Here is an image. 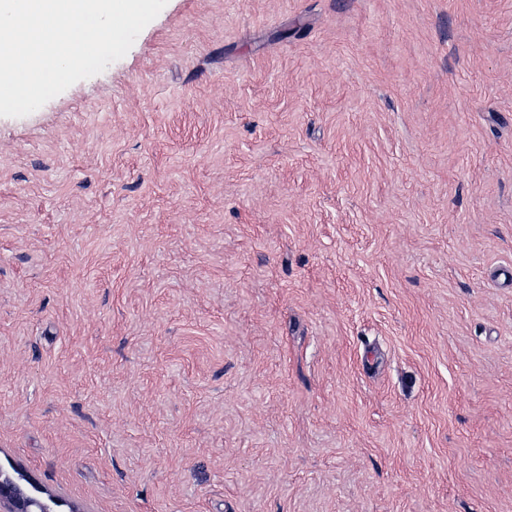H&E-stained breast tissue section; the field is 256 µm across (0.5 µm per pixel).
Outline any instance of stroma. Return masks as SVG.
<instances>
[{
    "label": "stroma",
    "instance_id": "stroma-1",
    "mask_svg": "<svg viewBox=\"0 0 512 512\" xmlns=\"http://www.w3.org/2000/svg\"><path fill=\"white\" fill-rule=\"evenodd\" d=\"M512 0H168L0 117V470L57 512H512Z\"/></svg>",
    "mask_w": 512,
    "mask_h": 512
}]
</instances>
